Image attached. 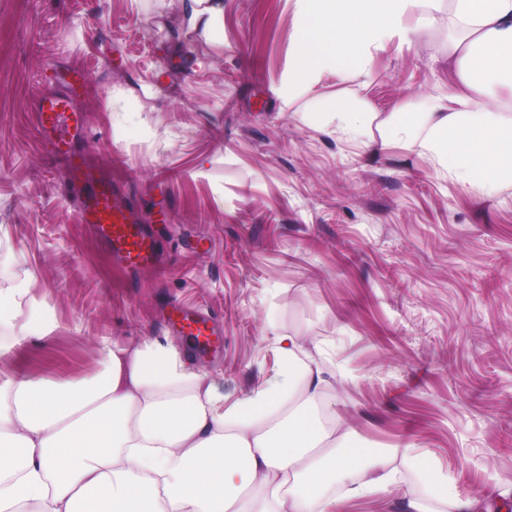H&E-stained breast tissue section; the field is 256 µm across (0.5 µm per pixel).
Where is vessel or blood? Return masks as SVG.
<instances>
[{
    "label": "vessel or blood",
    "mask_w": 512,
    "mask_h": 512,
    "mask_svg": "<svg viewBox=\"0 0 512 512\" xmlns=\"http://www.w3.org/2000/svg\"><path fill=\"white\" fill-rule=\"evenodd\" d=\"M82 80V75H74L64 90L36 98L34 111L38 126L50 139L54 154L83 186L80 222L90 227L126 269L153 265L157 259L155 243L137 223L135 206L124 200L118 185L91 176L84 155L72 144L86 130L84 116L75 108L73 96L74 85Z\"/></svg>",
    "instance_id": "b4317fda"
}]
</instances>
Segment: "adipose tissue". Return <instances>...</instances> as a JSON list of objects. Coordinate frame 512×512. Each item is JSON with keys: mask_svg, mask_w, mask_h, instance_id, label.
<instances>
[{"mask_svg": "<svg viewBox=\"0 0 512 512\" xmlns=\"http://www.w3.org/2000/svg\"><path fill=\"white\" fill-rule=\"evenodd\" d=\"M303 92L348 59L369 75L389 37L413 43L447 16L452 91L408 124L359 97L335 105L336 129L365 148L401 144L466 192L512 183V105H487L512 85V0H297ZM30 286L0 287V327L22 343ZM277 377L226 403L212 371L175 343L103 340L105 375L84 384L0 373V512H335L395 484L397 449L350 450L331 401L336 379L300 337L268 338Z\"/></svg>", "mask_w": 512, "mask_h": 512, "instance_id": "1", "label": "adipose tissue"}]
</instances>
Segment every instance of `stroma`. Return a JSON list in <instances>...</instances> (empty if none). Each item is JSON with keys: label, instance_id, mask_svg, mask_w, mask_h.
Here are the masks:
<instances>
[{"label": "stroma", "instance_id": "stroma-1", "mask_svg": "<svg viewBox=\"0 0 512 512\" xmlns=\"http://www.w3.org/2000/svg\"><path fill=\"white\" fill-rule=\"evenodd\" d=\"M299 21L295 0H224L216 40L182 0H0V285L34 279L32 309L56 323L0 370L78 382L103 373L102 338H169L234 401L274 378L269 331L302 336L351 379L335 409L356 445L417 453L340 512H405L406 485L512 493V186L461 192L398 145L369 159L305 111L355 88L411 120L451 90L447 23L388 44L366 86L346 63L293 98ZM73 70L75 147L136 205L157 265L126 270L79 222L36 126L35 96ZM180 309L210 317L214 345L174 326Z\"/></svg>", "mask_w": 512, "mask_h": 512}]
</instances>
